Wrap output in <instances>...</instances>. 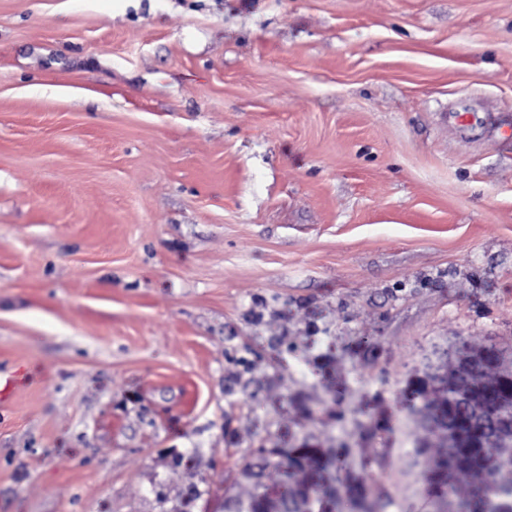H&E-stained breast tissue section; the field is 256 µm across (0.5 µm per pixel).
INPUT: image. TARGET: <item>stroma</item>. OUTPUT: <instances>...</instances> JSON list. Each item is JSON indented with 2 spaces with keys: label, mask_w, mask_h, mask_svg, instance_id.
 <instances>
[{
  "label": "stroma",
  "mask_w": 512,
  "mask_h": 512,
  "mask_svg": "<svg viewBox=\"0 0 512 512\" xmlns=\"http://www.w3.org/2000/svg\"><path fill=\"white\" fill-rule=\"evenodd\" d=\"M461 339L512 355V0H0V512L304 444L433 512Z\"/></svg>",
  "instance_id": "1"
}]
</instances>
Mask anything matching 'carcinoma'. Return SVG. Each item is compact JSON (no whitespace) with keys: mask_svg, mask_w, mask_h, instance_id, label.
Masks as SVG:
<instances>
[{"mask_svg":"<svg viewBox=\"0 0 512 512\" xmlns=\"http://www.w3.org/2000/svg\"><path fill=\"white\" fill-rule=\"evenodd\" d=\"M482 355L480 370L486 381L475 386L488 393L490 400L512 398V365H505L504 351L494 345L467 348ZM423 420L441 432V444L425 477L426 493L445 504L441 512H512V439L497 448L480 447L478 425L463 415L454 403L451 386L424 388ZM312 448H263L257 462L249 463L255 493L246 501L229 497L225 505L237 512H315V505L333 495L330 460L315 458ZM279 469L285 494H266L265 471ZM470 477L467 496L454 499L459 476Z\"/></svg>","mask_w":512,"mask_h":512,"instance_id":"obj_1","label":"carcinoma"}]
</instances>
